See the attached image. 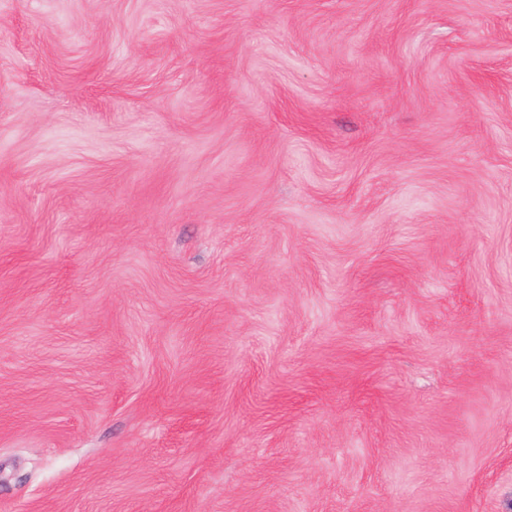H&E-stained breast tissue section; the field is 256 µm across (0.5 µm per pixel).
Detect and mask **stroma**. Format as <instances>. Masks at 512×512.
<instances>
[{
	"mask_svg": "<svg viewBox=\"0 0 512 512\" xmlns=\"http://www.w3.org/2000/svg\"><path fill=\"white\" fill-rule=\"evenodd\" d=\"M0 512H512V0H0Z\"/></svg>",
	"mask_w": 512,
	"mask_h": 512,
	"instance_id": "1",
	"label": "stroma"
}]
</instances>
